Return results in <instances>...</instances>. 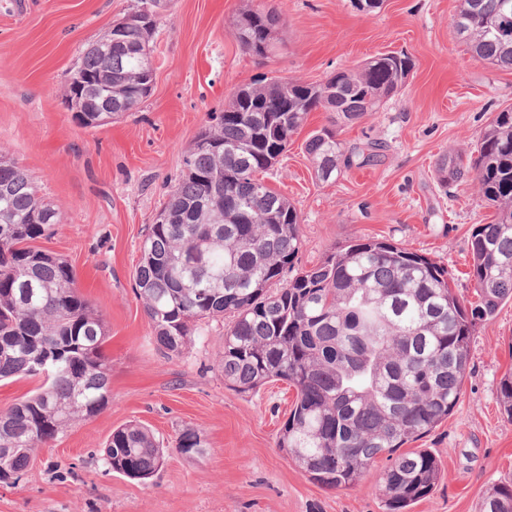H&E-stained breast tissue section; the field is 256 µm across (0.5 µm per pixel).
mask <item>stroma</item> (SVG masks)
Returning a JSON list of instances; mask_svg holds the SVG:
<instances>
[{"label": "stroma", "instance_id": "stroma-1", "mask_svg": "<svg viewBox=\"0 0 512 512\" xmlns=\"http://www.w3.org/2000/svg\"><path fill=\"white\" fill-rule=\"evenodd\" d=\"M135 3L0 0V153L26 169L61 214L36 245L73 266L81 293L105 318L112 365L105 409L38 450L18 486L0 485V512H385L375 474L326 489L277 448L295 393L282 381L255 393L225 385L217 366L223 320L199 324L183 356L160 354L134 293L139 247L185 153L231 92L264 76L319 83L403 50L415 67L400 94L339 134L348 149L382 142L379 162L318 181L304 144L331 115L317 111L264 179L300 215L296 269L375 237L435 260L457 295L472 299L468 241L493 211L477 182L441 186L436 165L445 150L474 151L491 112L512 104V71L458 41L450 22L460 0H384L371 13L351 0H168L153 37L149 95L119 121L83 127L65 104L70 74ZM249 9L281 18L264 60L233 34ZM511 368L512 301L478 325L456 407L416 442L439 459L442 479L410 512H478L485 490L512 478V421L499 404V381ZM132 420L168 445L146 481L102 460L112 432ZM187 429L204 438L202 453L175 448Z\"/></svg>", "mask_w": 512, "mask_h": 512}]
</instances>
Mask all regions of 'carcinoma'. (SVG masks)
<instances>
[{
  "label": "carcinoma",
  "mask_w": 512,
  "mask_h": 512,
  "mask_svg": "<svg viewBox=\"0 0 512 512\" xmlns=\"http://www.w3.org/2000/svg\"><path fill=\"white\" fill-rule=\"evenodd\" d=\"M236 22L242 48L267 58L280 16L249 9ZM452 28L474 56L512 69V0H461ZM145 41V29L133 25L112 51L92 44L84 53L78 70L112 98L101 125L140 103L134 87L149 58L137 48ZM413 67L403 51L374 57L334 74L326 98L319 85L293 80L238 88L184 156L182 175L142 240L134 277L163 355L182 356L199 323L229 317L218 353L225 384L241 393L271 381L294 388L277 448L327 489L354 487L378 468L385 512H408L438 486L435 455L401 448L448 420L477 326L512 301V106L492 113L474 160L450 149L437 165L446 186L474 178L494 210L471 234L473 302L454 292L447 269L386 239L340 246L286 278L302 248L300 217L258 175L287 150L309 113L356 123L400 93ZM382 150L368 141L347 155L329 127L305 143L324 183L356 159L378 162ZM60 222L31 176L0 156V380L39 381L32 396L0 412V478L13 485L39 449L96 416L111 395L103 315L78 291L68 261L31 246ZM500 402L512 418V368L501 377ZM202 447L193 429L178 438L183 453ZM104 460L116 473L148 479L164 451L149 428L131 423L113 431ZM479 512H512V480L489 487Z\"/></svg>",
  "instance_id": "cac0c4a2"
}]
</instances>
